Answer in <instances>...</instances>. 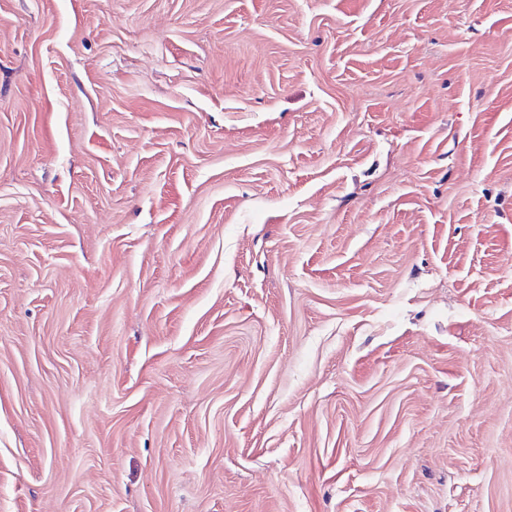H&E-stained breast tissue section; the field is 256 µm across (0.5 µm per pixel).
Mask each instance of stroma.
<instances>
[{
    "label": "stroma",
    "instance_id": "35a3bbf8",
    "mask_svg": "<svg viewBox=\"0 0 512 512\" xmlns=\"http://www.w3.org/2000/svg\"><path fill=\"white\" fill-rule=\"evenodd\" d=\"M0 512H512V0H0Z\"/></svg>",
    "mask_w": 512,
    "mask_h": 512
}]
</instances>
